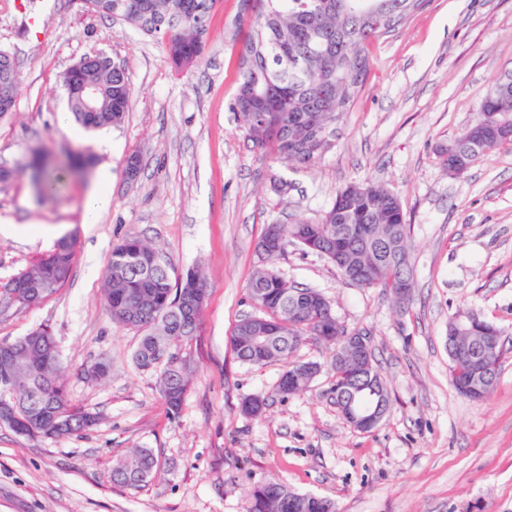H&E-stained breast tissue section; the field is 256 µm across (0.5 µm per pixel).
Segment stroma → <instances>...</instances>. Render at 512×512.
<instances>
[{
	"label": "stroma",
	"instance_id": "35a3bbf8",
	"mask_svg": "<svg viewBox=\"0 0 512 512\" xmlns=\"http://www.w3.org/2000/svg\"><path fill=\"white\" fill-rule=\"evenodd\" d=\"M239 0L212 11L201 61L175 69L163 41L88 11L81 0H0V48L22 77L0 113V282L66 235L72 273L56 294L0 315V339L49 326L73 403L100 415L79 437L30 440L0 428V512H251V489L274 481L330 500L336 512H512V143L468 171L440 164L480 100L512 71V0H427L368 46L363 89L336 125L332 146L294 169L254 151L229 103L239 46ZM91 52L122 63L132 90L124 122L90 131L71 112L62 74ZM90 151L88 174L63 173L56 197L36 201L23 167L40 151L54 165ZM138 154L136 181L125 161ZM112 174L95 223L84 201L99 168ZM393 191L409 224L415 287L398 305L377 288L346 283L327 259L286 245L274 269L317 289L337 319L371 337L391 407L379 426H350L326 393L331 350L307 340L299 361L322 372L305 391L277 390L281 363L250 365L231 347L256 308L248 294L265 224L313 221L349 184ZM137 234L183 273L202 266L207 298L186 346L194 367L179 414L155 372L136 365V331L112 322L103 288L115 244ZM474 312L499 327L507 354L482 401L450 381L448 321ZM111 364L99 382L82 371ZM267 397L259 416L243 397ZM153 449L158 475L133 491L114 484L115 459Z\"/></svg>",
	"mask_w": 512,
	"mask_h": 512
}]
</instances>
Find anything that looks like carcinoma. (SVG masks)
Listing matches in <instances>:
<instances>
[{
    "label": "carcinoma",
    "mask_w": 512,
    "mask_h": 512,
    "mask_svg": "<svg viewBox=\"0 0 512 512\" xmlns=\"http://www.w3.org/2000/svg\"><path fill=\"white\" fill-rule=\"evenodd\" d=\"M219 0H86L89 10L103 17L129 5L125 21L141 32L158 36L168 44L177 69L198 62L203 56L208 19ZM240 23L234 40L239 49V78L230 111L239 114L254 148L270 150L289 165L304 166L330 148L333 126L348 111L362 89L368 73L366 45L394 31L426 0H241ZM64 88L83 84L99 90L95 111L71 110L86 128L102 129L121 124L130 100V87L123 65L95 60L72 65L63 74ZM18 92L21 75L15 57L0 49V87ZM512 125V78H499L481 99L474 120L455 139L463 160L439 152L441 165L460 174L487 151L507 143L499 123ZM37 196L61 179V168L39 159L29 165ZM280 240V248L294 242L306 248L303 239H315L343 280L349 268L336 261V250L365 271L366 288L392 291L399 276L414 279L410 259L408 224L400 199L390 190L369 183L347 185L336 193L332 206L315 222L266 225L263 237ZM75 255V242L62 239L29 268L10 278L0 291L8 303L27 308L62 288L68 281ZM159 255L138 235H129L112 248L104 302L112 321L141 333L133 359L146 370L157 372L168 410L177 415L193 378L185 345L195 336L206 302V278L196 266L172 275ZM249 298L259 309L235 327L231 346L237 358L250 365L281 362L285 371L277 388L293 395L308 388L296 378L303 363L294 359L309 336L336 347V326L325 320L323 296L312 288L285 282L271 269L258 270L249 283ZM461 339L448 336L450 379L455 390L471 400H483L494 390L506 354L502 336L495 348L471 323ZM11 351L0 349V388L10 387L9 416L0 415V427L29 439L79 436L90 430L99 414L71 402L54 336L40 326L10 341ZM482 365L489 375L481 392L464 390V379ZM332 383L328 396L343 405L353 385L348 371L331 359ZM267 399L251 395L242 413L258 416ZM158 471L150 448H137L116 459L112 482L137 490ZM251 512H335L333 504L313 494L296 493L280 483L260 482L251 491Z\"/></svg>",
    "instance_id": "carcinoma-1"
}]
</instances>
